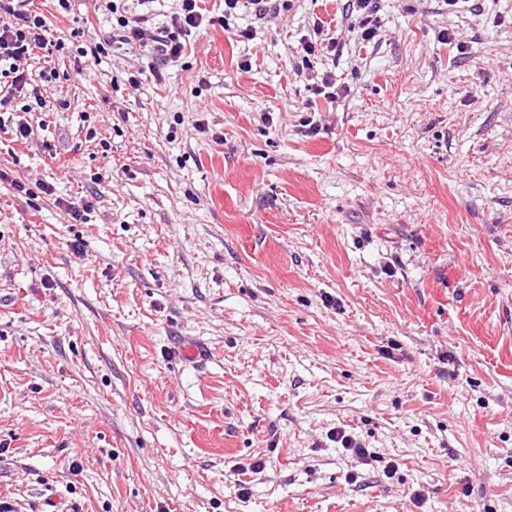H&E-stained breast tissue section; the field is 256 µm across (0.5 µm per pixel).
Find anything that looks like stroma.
Masks as SVG:
<instances>
[{
  "label": "stroma",
  "instance_id": "stroma-1",
  "mask_svg": "<svg viewBox=\"0 0 512 512\" xmlns=\"http://www.w3.org/2000/svg\"><path fill=\"white\" fill-rule=\"evenodd\" d=\"M374 3L376 42L346 0L241 13V41L205 0L159 81L54 54L68 108L0 133L6 512H512V0ZM70 4L32 7L103 42L101 0ZM312 31L313 37L310 36V38L304 40L297 51L298 54L302 55L303 61H305L308 66H311L309 64L311 63V58H317L319 45H323L326 40L328 41V44H335L333 41L335 39L332 37H329L328 39L321 38V36L324 35V23L320 19L314 21Z\"/></svg>",
  "mask_w": 512,
  "mask_h": 512
}]
</instances>
